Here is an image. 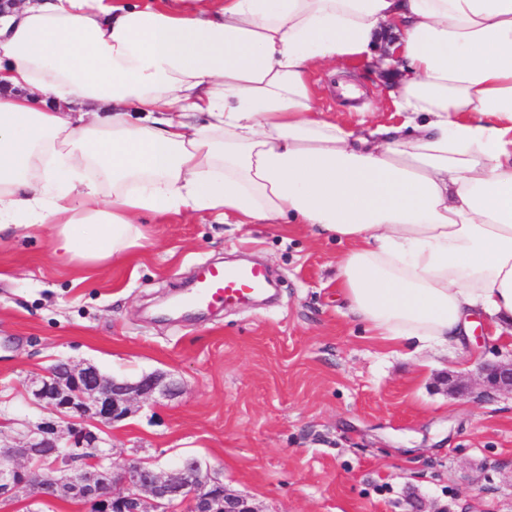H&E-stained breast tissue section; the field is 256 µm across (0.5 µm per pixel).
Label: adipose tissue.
<instances>
[{
    "label": "adipose tissue",
    "instance_id": "adipose-tissue-1",
    "mask_svg": "<svg viewBox=\"0 0 512 512\" xmlns=\"http://www.w3.org/2000/svg\"><path fill=\"white\" fill-rule=\"evenodd\" d=\"M352 61L388 83V122L323 118L311 70ZM182 212L349 243L339 292L391 346L507 331L512 0H14L0 231L99 265L140 246V214Z\"/></svg>",
    "mask_w": 512,
    "mask_h": 512
}]
</instances>
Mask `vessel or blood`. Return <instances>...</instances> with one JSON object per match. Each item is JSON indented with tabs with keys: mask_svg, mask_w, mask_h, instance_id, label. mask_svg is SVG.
<instances>
[{
	"mask_svg": "<svg viewBox=\"0 0 512 512\" xmlns=\"http://www.w3.org/2000/svg\"><path fill=\"white\" fill-rule=\"evenodd\" d=\"M266 271L258 265L200 267L197 283L186 299L196 309L227 306L261 296L268 288Z\"/></svg>",
	"mask_w": 512,
	"mask_h": 512,
	"instance_id": "obj_1",
	"label": "vessel or blood"
}]
</instances>
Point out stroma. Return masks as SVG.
Returning <instances> with one entry per match:
<instances>
[{
	"label": "stroma",
	"instance_id": "obj_1",
	"mask_svg": "<svg viewBox=\"0 0 512 512\" xmlns=\"http://www.w3.org/2000/svg\"><path fill=\"white\" fill-rule=\"evenodd\" d=\"M312 81L329 119L389 117L380 77L321 67ZM142 227L143 248L93 268L54 255L49 230L0 233V417L47 415L26 384L62 359L119 380L162 372L178 394L137 400L106 428L115 467L191 456L258 512H512V397L440 383L512 353L491 323L480 345L395 353L336 295L343 245L308 227L206 214ZM251 258L274 301L183 307L201 263Z\"/></svg>",
	"mask_w": 512,
	"mask_h": 512
}]
</instances>
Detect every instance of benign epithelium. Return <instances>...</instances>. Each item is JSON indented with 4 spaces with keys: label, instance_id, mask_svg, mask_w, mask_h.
Listing matches in <instances>:
<instances>
[{
    "label": "benign epithelium",
    "instance_id": "1",
    "mask_svg": "<svg viewBox=\"0 0 512 512\" xmlns=\"http://www.w3.org/2000/svg\"><path fill=\"white\" fill-rule=\"evenodd\" d=\"M476 381L512 394V358L480 364ZM175 391L176 383L160 372L119 382L92 365L56 363L27 384L28 394L46 404L50 416L36 423L13 420L16 436L0 443V502L33 489L42 501L65 496L89 512H172L176 506L184 512H258L222 482L202 476L191 457L171 473L137 460L114 468L103 427L126 419L135 399Z\"/></svg>",
    "mask_w": 512,
    "mask_h": 512
}]
</instances>
